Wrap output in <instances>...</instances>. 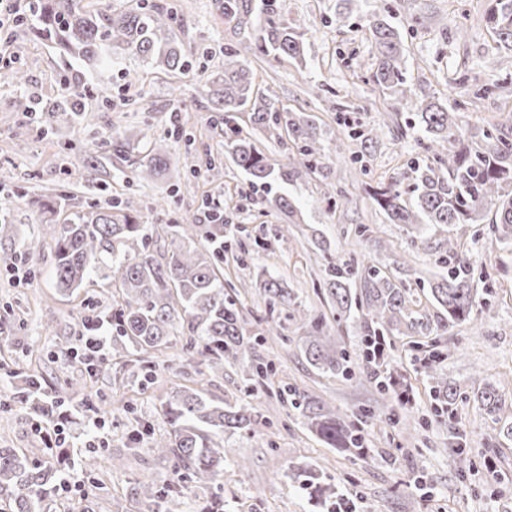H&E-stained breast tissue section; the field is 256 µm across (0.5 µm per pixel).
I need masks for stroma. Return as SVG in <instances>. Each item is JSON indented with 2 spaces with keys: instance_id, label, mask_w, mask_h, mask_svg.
Instances as JSON below:
<instances>
[{
  "instance_id": "obj_1",
  "label": "stroma",
  "mask_w": 512,
  "mask_h": 512,
  "mask_svg": "<svg viewBox=\"0 0 512 512\" xmlns=\"http://www.w3.org/2000/svg\"><path fill=\"white\" fill-rule=\"evenodd\" d=\"M165 2L177 11L175 35L193 59V68L171 76L143 60L125 59L113 66L109 80L88 105L95 109L99 126L140 128L145 146L177 124L194 136V143L173 141L168 147V163L181 173L180 183L164 178L145 183L130 174H104L94 185L81 181V154L63 149L65 142L80 139L77 126L60 113L35 124L15 109L17 98L30 104L58 94L65 72L56 51L16 29L12 69L24 71L25 84L14 85L12 69L0 70V170L16 176L8 196L0 200L12 215L10 230L0 233V253L21 252L31 274L30 280L21 281L16 272L0 266V446L25 448L31 456L43 457L45 444L34 434L25 406L16 400L24 377L39 375L46 392L60 396L70 411L65 425L70 463L61 475L73 482L84 479L79 457L95 429L82 410L86 402H94L110 433L103 453L120 461L98 475L92 489L97 512H137L129 492L145 474L162 487L182 484L181 512H201L205 506V492L181 481L171 459L144 444L131 447L128 441L140 423L158 433L167 431L161 405L192 366L180 349L166 350L158 357L160 368L153 383L145 385L132 375L127 357L116 352L93 381L83 382L80 364L67 361L63 351L76 344L82 319L104 310L116 289L104 280L72 297L57 292L54 243L35 233L34 199L60 194L78 209L114 199L125 202L127 213L147 225L158 258L168 248L159 236L161 225L180 223L205 198L219 199L225 220L240 225L239 238L248 249L241 260L235 253H225V287L264 271L286 280L296 304L308 315L331 314L317 294L324 276L321 252L308 237H281L280 221L267 207L265 190L251 187L227 152L224 125L211 122L207 80L223 62L225 51L255 39L256 29L237 31L225 24L215 0ZM426 3L432 24L412 31L400 0H353L341 14L336 0H278L281 19L299 29L306 65L271 55H244L266 101L316 121L327 156L323 168L303 180L275 184V191L295 201L298 223L319 229L333 256L360 267L373 264L388 273L405 269L420 301L428 294L430 276L448 272L436 250L440 237L426 231L423 245L411 248L405 227L388 223L364 186L425 159L423 134L413 125V103L448 101L461 108L463 126L473 133L512 114V86H497L492 38L481 19L486 0ZM375 7L389 11L407 48L410 102L383 95L372 80L365 23ZM480 86L488 87L490 94L482 99L479 111H463ZM340 109L378 135L363 166L352 164L340 141L335 119ZM332 195L344 197L345 205L333 208L328 201ZM451 234L461 242L474 273L486 276L492 306L474 309L468 322L431 344L416 343L411 336L388 337L390 367L412 385L411 403L381 391L373 369L363 363L356 365L350 381L319 374L302 349L306 329L291 320L282 323L284 340L243 351L223 374L204 378L202 386L210 397L232 401L249 393L244 373L251 359L274 363L276 382L296 385L362 424L370 449L359 457L327 447L307 429L290 402L252 395L254 431L224 440L228 458L248 464L243 473L225 468L224 512H331V504L315 503L301 492L299 477L308 468L319 470L335 485L337 498L353 499L359 512H512V438L503 435L500 424L475 400L479 387L490 382L512 403V247L502 245L486 224H457ZM433 351L441 355L442 377L457 390L449 417L435 414L421 369V358ZM392 413L399 424L389 421Z\"/></svg>"
}]
</instances>
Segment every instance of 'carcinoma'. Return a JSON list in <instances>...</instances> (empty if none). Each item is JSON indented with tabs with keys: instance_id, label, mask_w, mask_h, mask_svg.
I'll use <instances>...</instances> for the list:
<instances>
[{
	"instance_id": "obj_1",
	"label": "carcinoma",
	"mask_w": 512,
	"mask_h": 512,
	"mask_svg": "<svg viewBox=\"0 0 512 512\" xmlns=\"http://www.w3.org/2000/svg\"><path fill=\"white\" fill-rule=\"evenodd\" d=\"M255 8L253 0H216V8L224 12V23L241 29L251 23L254 13L263 15L255 50L264 55L286 56L296 62L305 61L303 42L286 23L276 19L275 0H261ZM411 30L424 29L431 17L423 11L419 0H407L402 6ZM176 13L158 3L135 9L119 10L112 0H37L32 14L22 24L41 39L51 42L63 60L77 59L84 69L68 75L57 97L48 100L39 111L48 115L65 113L76 125L91 124V109L85 107L87 76H104L112 64L127 56L152 60L168 72H184L189 60L177 43L172 24ZM485 23L494 36V49L505 51V77L512 79V0H490ZM372 78L382 90L401 99L408 89L405 78V48L399 29L378 12L367 15ZM241 51L224 53L221 69L210 74L207 95L212 111L227 118L244 114L251 125L273 134L288 132L298 145L297 158L288 164L269 163L242 130L233 129L226 143L234 163L249 177L251 186L271 189V183L298 179L323 165L325 153L316 138L314 120L289 110H280L254 91V75L239 56ZM426 143L427 161L412 163L386 181L368 186V193L391 224H402L409 230L423 225L437 226L450 232L454 224H482L489 221L498 238L512 240V126L494 125L483 131L478 141L467 136L457 109L438 100L415 103ZM337 124L345 126V135L361 141L363 149L372 147L373 139L350 126L346 116L336 113ZM141 130L126 127L99 133L98 151L87 153L84 165L86 179L98 173L102 160L117 159L118 173L123 164L134 167L136 177L150 182L170 173L166 150L155 143L142 153L138 151ZM412 188L413 197L406 198L404 186ZM269 207L284 221L282 234L296 224L297 207L284 193L267 199ZM60 206L52 200L42 204L40 235L49 237L55 246V286L71 296L93 283L92 275L113 278L119 283L118 300L109 307L112 342L132 356L143 379L157 371L154 355L163 348L180 345L181 350L209 374L224 371V364L238 361L239 353L253 349L280 335V314L287 318L307 319L308 336L305 355L321 372L346 380L355 375L351 355L336 345L333 326L321 319L306 318L295 307L294 297L283 279H239L236 294H249L257 289L266 299V323L269 330L255 336L245 335V327L235 299L224 291L219 264L229 247L226 225L196 224L185 217L180 224L167 225L170 235L167 256L155 258L147 228L136 223L116 205L93 204L59 222ZM448 275L431 281L430 301L442 318L435 327L427 322V312L413 309L415 300L405 283L371 265L357 270L347 262L328 257L322 294L331 301L336 315L361 319L359 353L368 365L379 360L371 342L393 331L403 336H444L465 322L473 308L487 306L488 298L473 285L470 265L460 243L449 236L444 239ZM424 375L432 383L437 402L435 411H451L456 389L440 376V357H429ZM274 368L269 363L252 361L246 366L250 385L265 389L273 386ZM41 379L26 376L18 401L30 406L38 415L49 409L39 404ZM291 404L299 410L308 429L332 448H345L357 456H365L369 448L365 438L352 422L338 414L319 398L296 387L287 388ZM487 413L500 420L505 414L501 399L493 388L478 396ZM253 405L242 398L224 403L208 397L202 389L177 385L162 405L169 430L156 437L150 428L132 431L129 440L138 445L147 441L149 448L168 456L174 468L195 485L216 488L207 512H224V468L231 464L239 471L246 464L228 460L224 434L250 430L254 423ZM48 459L28 455L22 448H0V496L6 497L9 512H50L60 499L57 493L59 467L65 457L61 448L47 450ZM301 484L309 498L329 497L333 491L322 485L319 474L306 470ZM134 499L144 512H176L181 492L164 489L145 476L132 488Z\"/></svg>"
}]
</instances>
